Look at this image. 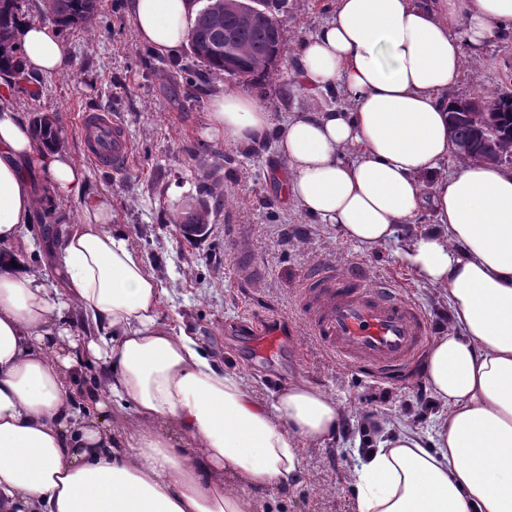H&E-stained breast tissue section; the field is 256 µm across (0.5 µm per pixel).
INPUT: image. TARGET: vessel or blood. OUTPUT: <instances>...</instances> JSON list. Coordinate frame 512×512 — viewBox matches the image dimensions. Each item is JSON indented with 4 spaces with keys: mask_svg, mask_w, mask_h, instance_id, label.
<instances>
[{
    "mask_svg": "<svg viewBox=\"0 0 512 512\" xmlns=\"http://www.w3.org/2000/svg\"><path fill=\"white\" fill-rule=\"evenodd\" d=\"M77 125L86 160L115 173L128 168L133 146L115 114L86 110ZM233 256L239 282L255 280L258 269L246 240H237ZM298 297L307 332L324 351L381 378L402 371L428 335V321L418 307L388 282L370 283L359 264L344 274L331 265L316 266L304 277ZM280 334L267 326L248 336L255 353L265 355L276 349Z\"/></svg>",
    "mask_w": 512,
    "mask_h": 512,
    "instance_id": "b4317fda",
    "label": "vessel or blood"
}]
</instances>
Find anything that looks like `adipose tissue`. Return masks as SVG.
Returning <instances> with one entry per match:
<instances>
[{
    "label": "adipose tissue",
    "instance_id": "ef3b65f1",
    "mask_svg": "<svg viewBox=\"0 0 512 512\" xmlns=\"http://www.w3.org/2000/svg\"><path fill=\"white\" fill-rule=\"evenodd\" d=\"M138 39L177 54L192 0H129ZM22 74L64 76L58 27L20 20ZM512 38V0H335L300 50L302 91H336L279 123L243 92L215 94L210 137L277 140L285 194L308 217L401 258L448 299L423 361L432 433L389 434L354 469L356 512H512V168L454 151L448 109L466 63ZM0 76V512H257L254 493L297 477L343 413L305 379L271 401L162 319L163 290L86 173L38 142ZM79 216L53 253L56 281L24 253L40 211ZM431 208L432 226L414 219ZM100 369L105 400L73 387Z\"/></svg>",
    "mask_w": 512,
    "mask_h": 512
}]
</instances>
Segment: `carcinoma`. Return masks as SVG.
Listing matches in <instances>:
<instances>
[{"mask_svg": "<svg viewBox=\"0 0 512 512\" xmlns=\"http://www.w3.org/2000/svg\"><path fill=\"white\" fill-rule=\"evenodd\" d=\"M45 18L60 27L90 22L97 11V0H42ZM215 0H205L198 11L190 36V47L197 61V75L224 74L246 83L273 76L288 56L284 31L268 25H245L234 10L213 15ZM21 16V0L0 3V71L12 73L20 64V51L14 29ZM480 99L499 103L496 131L479 134L463 118L455 120V136L471 142L478 155L512 157V103L509 93L482 94ZM36 135L43 141L57 139L55 121L48 115L35 119Z\"/></svg>", "mask_w": 512, "mask_h": 512, "instance_id": "1", "label": "carcinoma"}]
</instances>
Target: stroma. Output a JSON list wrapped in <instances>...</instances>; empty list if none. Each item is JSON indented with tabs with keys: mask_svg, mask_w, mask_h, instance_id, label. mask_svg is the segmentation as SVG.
Listing matches in <instances>:
<instances>
[{
	"mask_svg": "<svg viewBox=\"0 0 512 512\" xmlns=\"http://www.w3.org/2000/svg\"><path fill=\"white\" fill-rule=\"evenodd\" d=\"M127 3L98 0L91 23L61 29L72 73L39 78L36 90L14 105L30 119L55 115L61 145L87 174V192L111 201L113 229L127 235L163 288L164 317H177L201 347L242 374L258 398L270 400L301 377L332 394L342 408L338 437L307 450L297 480L256 491L263 512H353L356 443L395 423L426 429L437 408L421 358L401 377L379 381L324 353L306 333L297 291L317 264L340 271L362 264L370 282L398 285L425 314L433 337L448 329L447 300L402 263L400 244L366 251L305 216L283 193L287 163L274 141L243 146L205 134L211 97L219 90L251 94L278 120L319 106V99L298 87L299 48L330 17L334 0H288L281 16L288 59L277 76L246 83L217 74L202 89L189 82L190 48L155 55L137 39ZM504 91L512 93L511 40L491 44L478 64L466 66L456 95ZM87 108L122 120L133 144L123 174L83 158L76 114ZM238 233L249 240L260 268L247 287L232 271L231 239ZM256 320L288 332L275 353L254 355L243 331Z\"/></svg>",
	"mask_w": 512,
	"mask_h": 512,
	"instance_id": "obj_1",
	"label": "stroma"
}]
</instances>
